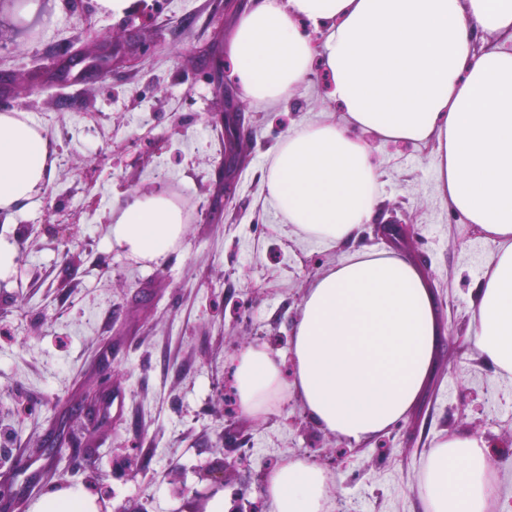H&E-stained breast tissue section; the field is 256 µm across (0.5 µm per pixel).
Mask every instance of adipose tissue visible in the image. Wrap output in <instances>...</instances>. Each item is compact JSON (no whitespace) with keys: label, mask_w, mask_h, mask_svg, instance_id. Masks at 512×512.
<instances>
[{"label":"adipose tissue","mask_w":512,"mask_h":512,"mask_svg":"<svg viewBox=\"0 0 512 512\" xmlns=\"http://www.w3.org/2000/svg\"><path fill=\"white\" fill-rule=\"evenodd\" d=\"M327 24L321 62L336 120L284 136L266 170L267 199L296 234L353 239L374 215L378 175L362 132L431 147L439 194L490 244L473 305V342L512 376V50L475 51L473 34L512 39V0H254L226 46L243 97L288 98L312 70L300 22ZM52 162L49 140L23 112L0 113V214L39 199ZM183 210L165 192L112 209V242L149 261L169 255ZM433 295L407 259L355 253L308 288L291 333L292 378L278 351L256 344L234 355L243 414L263 417L287 396L319 428L367 441L404 420L432 376L440 344ZM331 476L299 457L266 478L269 512H332ZM423 512H494L486 442L452 432L420 469ZM36 512H96L84 488L49 490Z\"/></svg>","instance_id":"obj_1"}]
</instances>
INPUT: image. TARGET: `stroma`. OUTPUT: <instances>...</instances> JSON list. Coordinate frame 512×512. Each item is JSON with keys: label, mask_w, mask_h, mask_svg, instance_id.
<instances>
[{"label": "stroma", "mask_w": 512, "mask_h": 512, "mask_svg": "<svg viewBox=\"0 0 512 512\" xmlns=\"http://www.w3.org/2000/svg\"><path fill=\"white\" fill-rule=\"evenodd\" d=\"M214 0H133L111 18L95 0H61L36 36L0 32V62L16 77L52 69V46L93 48L100 36L141 30L147 56L113 68L111 77L61 94L0 97V112L48 115L59 135L51 193L0 223V244L15 264L0 277V488L32 512L50 489L83 487L98 512L131 502L147 512H208L223 496L265 497L268 469L285 457L324 467L337 505L358 512H422L416 496L422 461L442 435L483 438L497 495L512 503V378L501 377L470 344L471 310L489 253L481 233L459 220L438 193L430 148L370 138L378 166L373 220L349 242L305 238L269 205L265 171L281 138L300 124L336 118L329 77L314 67L280 104L245 103L237 133L242 159L235 191L219 221L208 222L221 193L229 130L224 101L194 61L196 48L227 44L239 12L209 20ZM104 113V128L84 126ZM166 190L184 207L180 242L149 262L112 244V208ZM93 207L91 224L60 228L61 210ZM72 240V259L56 244ZM368 248L404 256L426 275L438 320L453 343H441L434 375L418 407L381 440L349 443L319 430L301 403L288 399L250 419L234 405L231 354L255 343L287 351L299 305L325 270ZM98 398L104 425L83 420V467L68 453L49 460L35 451L62 432L70 402ZM220 474L222 485L210 477Z\"/></svg>", "instance_id": "35a3bbf8"}]
</instances>
